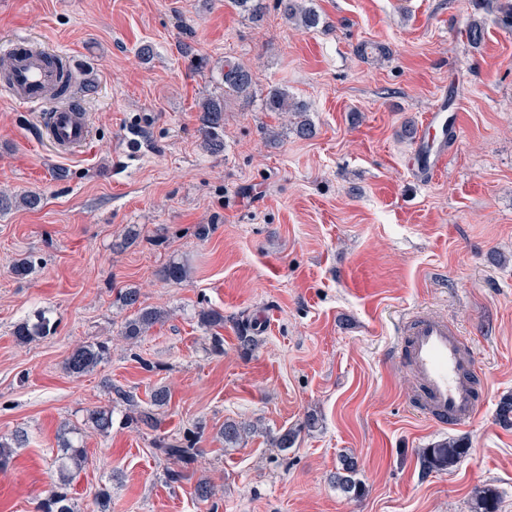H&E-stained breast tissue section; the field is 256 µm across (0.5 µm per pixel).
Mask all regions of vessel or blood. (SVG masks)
Here are the masks:
<instances>
[{"mask_svg": "<svg viewBox=\"0 0 512 512\" xmlns=\"http://www.w3.org/2000/svg\"><path fill=\"white\" fill-rule=\"evenodd\" d=\"M7 58L8 73L0 82L11 100L44 108L42 120L58 149L67 151L85 144L90 134L85 109L55 96L63 76L54 54L32 48L20 37ZM401 345L406 370L418 386L425 413L451 426L471 424L480 408L472 382L477 362L459 333L446 320L422 313L407 325Z\"/></svg>", "mask_w": 512, "mask_h": 512, "instance_id": "obj_1", "label": "vessel or blood"}]
</instances>
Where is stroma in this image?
<instances>
[{
    "label": "stroma",
    "mask_w": 512,
    "mask_h": 512,
    "mask_svg": "<svg viewBox=\"0 0 512 512\" xmlns=\"http://www.w3.org/2000/svg\"><path fill=\"white\" fill-rule=\"evenodd\" d=\"M499 2L313 0L322 23L309 31L276 0L258 23L228 0H0V45L63 53L91 127L58 154L39 109L0 91V194L41 199L0 212V440L25 437L0 469V512H37L64 428L88 457L66 487L76 512H94L104 485L112 512H472L486 487L512 512V429L496 418L512 395V29ZM229 60L255 85L226 100L224 148L210 153L199 104L222 94ZM444 86L460 128L426 177L409 166L420 141L404 126L422 127ZM273 89L305 104L312 138L266 111ZM171 262L185 279H162ZM139 307L168 317L129 342L122 326ZM41 310L50 335L17 344L15 326ZM211 310L224 315L219 350L199 322ZM417 310L477 353L487 384L468 426L434 425L396 355ZM104 341L108 360L66 371L74 347ZM160 388L171 398L153 432L136 409ZM103 406L105 434L87 420ZM227 420L252 431L225 445ZM291 428L294 446L275 448ZM183 436L196 450L180 462L154 444ZM448 437L467 443L459 464L422 475L419 451ZM344 454L358 462L357 499L334 483Z\"/></svg>",
    "instance_id": "obj_1"
}]
</instances>
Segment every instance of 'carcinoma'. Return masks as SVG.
Returning a JSON list of instances; mask_svg holds the SVG:
<instances>
[{"instance_id": "1", "label": "carcinoma", "mask_w": 512, "mask_h": 512, "mask_svg": "<svg viewBox=\"0 0 512 512\" xmlns=\"http://www.w3.org/2000/svg\"><path fill=\"white\" fill-rule=\"evenodd\" d=\"M277 8L282 17L305 30L318 28L321 16L318 11L302 3V0H276ZM232 6L249 15L258 23L266 13L265 0H231ZM486 22L482 18L472 19L466 29L468 43L479 46L485 38ZM255 84L250 69L236 64H229L224 69V94L220 97L206 98L200 107L199 133L204 147L216 150L224 144V102L228 97L247 100L251 97ZM265 108L270 112H287L295 117L294 132L300 138H307L313 133L312 123L306 114V106L295 101L287 93L274 89L269 92ZM166 318L165 312L155 308H141L134 317L125 321L122 334L127 340H136L150 328ZM201 324L214 332V339H219V330L224 328V315L216 311L201 313ZM53 323L45 314L37 315L36 321H25L16 326L14 337L20 344H27L37 337L45 336L51 331ZM110 355V347L105 344L78 345L65 361L66 369L73 375L82 376L93 371ZM93 427L106 433L112 428V411L109 409L93 410L89 414ZM246 427L235 421H226L220 429L224 443L233 445L243 439ZM62 454L57 458L61 485L50 491L40 504V512H75L71 498L63 491V486L82 470L86 460V449L74 443L66 435L60 436ZM161 450L170 459L179 461L186 456L192 447L189 442L178 438L161 442ZM464 441L448 438L419 452L422 473H443L454 468L465 454ZM342 473L336 476L339 489L350 498L362 495L360 483L354 478L356 461L351 456L341 458ZM474 512H495V492L484 488L475 495Z\"/></svg>"}]
</instances>
